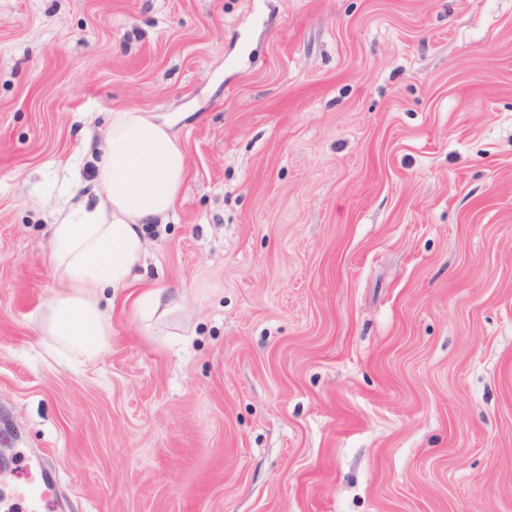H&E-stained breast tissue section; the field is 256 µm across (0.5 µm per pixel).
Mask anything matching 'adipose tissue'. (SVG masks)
Segmentation results:
<instances>
[{
	"label": "adipose tissue",
	"mask_w": 512,
	"mask_h": 512,
	"mask_svg": "<svg viewBox=\"0 0 512 512\" xmlns=\"http://www.w3.org/2000/svg\"><path fill=\"white\" fill-rule=\"evenodd\" d=\"M172 126L168 116L112 111L93 186L73 180L52 226V269L69 289L48 303L42 331L86 361L98 359L112 336L97 292L130 285L144 252L143 225L172 210L184 181L185 155Z\"/></svg>",
	"instance_id": "obj_1"
}]
</instances>
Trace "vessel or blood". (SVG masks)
Segmentation results:
<instances>
[{
  "instance_id": "1",
  "label": "vessel or blood",
  "mask_w": 512,
  "mask_h": 512,
  "mask_svg": "<svg viewBox=\"0 0 512 512\" xmlns=\"http://www.w3.org/2000/svg\"><path fill=\"white\" fill-rule=\"evenodd\" d=\"M8 481V492L0 494V512H47L55 503L54 482L39 465H22Z\"/></svg>"
}]
</instances>
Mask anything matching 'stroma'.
<instances>
[{"instance_id":"1","label":"stroma","mask_w":512,"mask_h":512,"mask_svg":"<svg viewBox=\"0 0 512 512\" xmlns=\"http://www.w3.org/2000/svg\"><path fill=\"white\" fill-rule=\"evenodd\" d=\"M127 107L187 174L68 368L57 187ZM1 448L64 512H512V0H0Z\"/></svg>"}]
</instances>
